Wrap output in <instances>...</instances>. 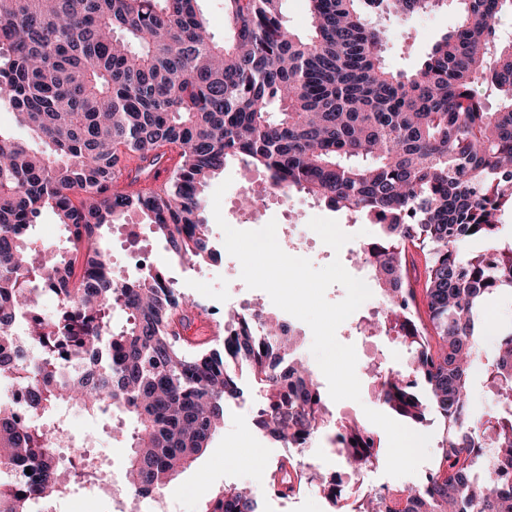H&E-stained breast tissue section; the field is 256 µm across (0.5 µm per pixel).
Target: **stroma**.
Segmentation results:
<instances>
[{
    "mask_svg": "<svg viewBox=\"0 0 512 512\" xmlns=\"http://www.w3.org/2000/svg\"><path fill=\"white\" fill-rule=\"evenodd\" d=\"M457 22L454 7L429 10L398 18H383L389 31V39L383 54L386 68L391 71H410L416 68L433 45ZM232 184L225 193L226 206L222 208L225 221L239 230H257L269 221H276L278 236H289L301 244L298 256L309 259L315 267H323L333 259H340L344 268L354 277L371 281L367 266L353 259L362 239L360 230L375 233L374 225L361 217L333 211L310 197L295 194L290 212H283L277 204L269 202L256 209L245 211L237 201L246 193L261 189L267 174L264 170H244L239 161H229L222 174L213 177L208 187L216 189L224 179ZM327 217L336 219L340 228L351 239L341 250H333L324 244L319 235L309 228L310 219ZM210 238L217 250L214 260L195 264L173 256L165 240L150 234H141L137 242L128 241L123 229H112L104 240L111 254L114 270L123 276L133 277L139 272L137 260L147 257L165 270L187 302L202 306L206 315L216 323H223L228 312L238 303L246 306L260 305L267 311L275 306L269 295L246 286L240 277L239 261L230 256L223 244L224 234L218 225H211ZM378 295H371L362 306L343 322L336 333L340 343L353 345L357 355L356 374L361 384L360 401L343 400L329 402L328 408L337 417L356 419L362 426L370 427L380 446H387L386 433L371 425L366 409H377L378 404L371 390L368 371L376 360H383L387 370H406L408 358L399 344L385 337H366L359 333L360 320L379 306ZM512 324V294L498 297L488 308L482 329L480 355L474 358L469 369L471 401L476 413L494 412L496 397L488 382L486 359L494 351L500 331ZM242 399L225 404L224 425L211 440L206 451L188 468L167 485L163 497L167 512H201L205 503L224 487L250 485L256 492L262 512H332L325 503L318 483H311L298 495L282 499L268 490L269 475L283 455L281 442L257 429L253 409L261 399L259 389L251 378L243 380ZM66 428L70 437L88 441L91 454L106 459V472L118 476L127 458L124 443L112 440L107 429L112 422L111 414L89 415L72 408L66 413ZM420 432L430 434V458L422 463L416 474L400 478L385 475V456H378L377 468L368 478L376 484H397L408 488L421 484L426 474L438 461L446 439L444 425L438 417L419 427Z\"/></svg>",
    "mask_w": 512,
    "mask_h": 512,
    "instance_id": "obj_1",
    "label": "stroma"
}]
</instances>
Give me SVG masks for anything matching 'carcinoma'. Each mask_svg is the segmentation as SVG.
Instances as JSON below:
<instances>
[{
	"label": "carcinoma",
	"instance_id": "obj_1",
	"mask_svg": "<svg viewBox=\"0 0 512 512\" xmlns=\"http://www.w3.org/2000/svg\"><path fill=\"white\" fill-rule=\"evenodd\" d=\"M197 2L0 0V96L24 132H0V374L37 414L132 416L124 476L136 499L161 495L205 452L226 402L243 397L244 369L263 391L261 429L285 444L324 433L365 467L356 445L367 429L327 410L282 320L253 309L200 345L183 335L190 306L163 269L126 278L101 248L104 230L126 224L134 241L145 228L181 259H214L204 193L237 160L377 227L356 253L383 306L363 331L403 344L413 363L408 373L373 369L376 397L406 422L433 411L448 423L442 458L405 490L404 508L382 488L364 512H512V488L486 479L478 454L489 432L512 465V326L487 358L498 410L478 417L468 396L482 315L512 290V240L499 235L512 212V40L495 28L512 0H310L306 38L285 24L284 0H224L221 42ZM448 4L458 22L422 65L387 70L388 32L372 16ZM168 149L179 161L164 190L131 189ZM129 156L139 164L127 171ZM122 177L130 189H114ZM46 208L68 231L58 250L32 246ZM476 239L485 247L474 255L465 246ZM410 245L424 256L420 295ZM47 292L59 301L51 315L40 311ZM115 311L126 315L119 329ZM49 436L65 444L55 459ZM301 452L288 449L271 473L274 495L313 480ZM14 464L34 480L0 487V512H29L33 499L54 502L79 482L108 484L87 448L66 443L62 422H23L0 403V465ZM202 512L260 510L251 491L228 486Z\"/></svg>",
	"mask_w": 512,
	"mask_h": 512
}]
</instances>
